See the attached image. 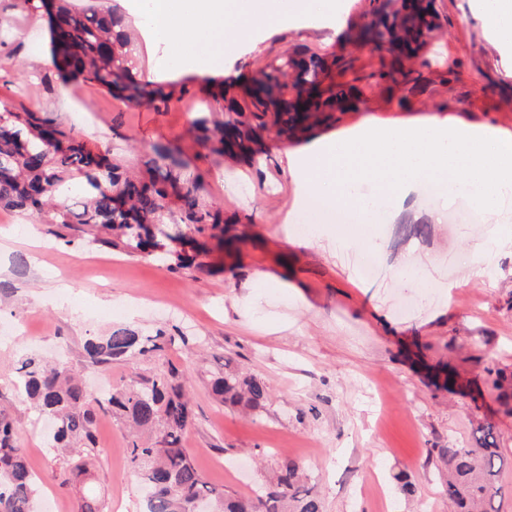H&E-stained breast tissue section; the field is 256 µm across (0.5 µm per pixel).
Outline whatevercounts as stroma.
Instances as JSON below:
<instances>
[{
    "label": "stroma",
    "instance_id": "1",
    "mask_svg": "<svg viewBox=\"0 0 512 512\" xmlns=\"http://www.w3.org/2000/svg\"><path fill=\"white\" fill-rule=\"evenodd\" d=\"M460 0H432L438 27L421 54L429 65L418 85L372 80L391 56L358 41L373 16V0H341L334 21L303 32L270 30L245 46L223 48L213 71L172 69L167 102L136 105L103 85L70 82L60 106L61 79L52 65L37 78L19 63L47 48L45 20L25 0H0L10 18L0 35V106L31 108L95 152L140 167L157 147L179 152L201 176L205 202L224 208L228 222L251 240L233 256L204 257V270H171L155 256L126 253L59 225L0 208V411L8 414L29 464L40 477L41 512H81L83 502L122 500L124 512H143L145 490L125 458L130 432L107 409H96L97 453L88 473L72 470L49 447L48 423L14 387L20 356H64L89 399L104 386L121 387L132 367L186 371L194 416L183 446L205 479L232 497H255L280 456L303 464L322 512H448L441 449L472 441L492 425L509 464L501 478L500 512H512V412L496 400L487 368L512 369V254L477 257L483 224L458 221V203L424 204L425 238L404 237L395 224H337L343 237L379 239L380 277L359 271L361 251L332 258L294 246L282 226L291 185L282 158L290 141L269 132L256 149L263 166L219 156L200 145L195 121L218 84L253 77L275 58L298 52L350 62L361 103L337 121L312 130L320 137L371 117L383 124L449 114L468 124L512 130V60L502 57ZM488 271L470 276L475 261ZM286 283L282 294L260 297L255 315L237 299L254 271ZM130 326L174 336L164 360L141 356L94 365L90 337ZM445 364L470 395L439 391L428 374ZM261 378L265 409L244 412L212 393L225 367ZM111 450V463L102 453ZM415 487L407 496L398 478Z\"/></svg>",
    "mask_w": 512,
    "mask_h": 512
}]
</instances>
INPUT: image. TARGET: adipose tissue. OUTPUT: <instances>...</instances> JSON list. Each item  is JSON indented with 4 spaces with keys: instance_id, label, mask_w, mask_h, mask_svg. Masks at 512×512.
I'll list each match as a JSON object with an SVG mask.
<instances>
[{
    "instance_id": "1",
    "label": "adipose tissue",
    "mask_w": 512,
    "mask_h": 512,
    "mask_svg": "<svg viewBox=\"0 0 512 512\" xmlns=\"http://www.w3.org/2000/svg\"><path fill=\"white\" fill-rule=\"evenodd\" d=\"M129 12L147 11L148 36L165 53L150 73L161 76L178 59L200 71L224 44L256 40L268 29H293L311 15L333 19L336 0H125ZM483 34L512 56V0H466ZM293 197L284 224L309 219L321 235L325 215L348 222L375 218L394 224L418 220L420 191L438 187L444 197L469 201L487 215L490 231L479 254L512 249V131L432 115L416 122L366 119L334 136L285 153Z\"/></svg>"
}]
</instances>
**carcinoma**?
I'll return each mask as SVG.
<instances>
[{
	"label": "carcinoma",
	"instance_id": "1",
	"mask_svg": "<svg viewBox=\"0 0 512 512\" xmlns=\"http://www.w3.org/2000/svg\"><path fill=\"white\" fill-rule=\"evenodd\" d=\"M416 8L414 2L405 3L389 13L386 4L375 5L378 22L386 28L399 57L377 80L395 82L399 76L407 77L404 61L417 59L422 38L408 26L407 17V11ZM37 10L47 16L52 58L60 72L115 88L122 99L136 104L165 99L163 87L142 83L130 73L138 35L123 15L112 10L104 15L93 0H86L79 9L71 0H40L32 8ZM326 70L316 54L307 60L288 55L275 59L252 79L246 98L227 119L213 115L220 104L214 98L212 114L198 120L203 144L214 153H238L249 159L251 144L265 131L274 128L280 136L294 135L309 122L306 113L333 111L346 91L338 83L293 101L283 94L288 73L315 80ZM183 167L179 154L158 148L145 172L129 173L109 153L88 151L71 132L38 112L6 108L0 114V208L29 210L41 221L82 233L110 230L112 248L127 253H152L166 246L161 259L172 270L203 267L199 257L212 248L180 230H163L167 198L180 203L181 223L195 226L199 233L208 225L216 228L224 223L223 209L201 200L200 176L185 175ZM75 182L82 185L84 195L71 200L68 191ZM174 342L162 331L142 336L119 326L105 337L88 339L85 350L92 362L106 364L137 354L161 359ZM18 373L26 399L55 421L54 445L91 456L96 445L94 413L87 408V394L67 361L27 355ZM487 374L491 386L500 391L501 403L508 405L503 387L512 382V371L491 367ZM187 383L188 377L172 365L149 375L135 371L130 385L97 400L135 429L127 451L131 468L149 488L145 512H194L198 501L208 503L209 512H322L314 487L302 483L300 463L288 456L281 458L262 496L231 498L211 486L181 445L193 417ZM213 391L225 404L252 410L264 408L269 399L263 380L232 370L214 380ZM476 432V445L441 450L448 466L444 494L452 512H499L497 482L505 461L493 427L480 425ZM38 494L36 475L25 449L14 438L13 423L0 414V512H35Z\"/></svg>",
	"mask_w": 512,
	"mask_h": 512
}]
</instances>
